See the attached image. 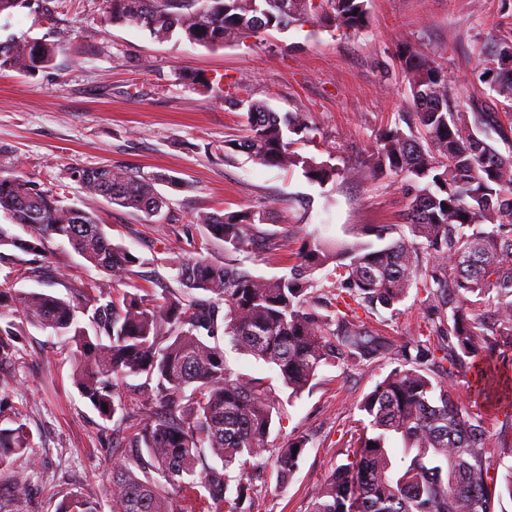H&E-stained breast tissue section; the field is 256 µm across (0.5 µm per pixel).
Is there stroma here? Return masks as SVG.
Listing matches in <instances>:
<instances>
[{"label": "stroma", "instance_id": "stroma-1", "mask_svg": "<svg viewBox=\"0 0 512 512\" xmlns=\"http://www.w3.org/2000/svg\"><path fill=\"white\" fill-rule=\"evenodd\" d=\"M369 8L368 28L350 37L307 24L207 48L158 42L136 25L113 24L103 0H66L61 23L72 36L53 65L0 72V174L50 188L68 168L107 163L183 179V188H160L170 201L168 223L70 185V203L95 211L107 237L142 259L133 278L117 284L121 293L178 289L171 260L200 250L223 263V242L208 239L195 222L203 211L262 210L277 198L280 217L272 228L282 233L286 215L303 200L307 231L347 241L362 225L401 223L407 199L392 178L319 188L301 171L264 167L243 153L228 163L222 152L225 140L245 133L242 111L225 101L238 94L269 101L278 112L311 113L320 144L302 146V153L363 167L375 136L408 107L402 78L385 74L402 40L444 63L464 95L485 97L477 55L512 21V0H370ZM215 78L220 88L209 87ZM369 323L403 343L425 332V308L412 294ZM391 368L325 366L309 391L285 404L271 443L299 435L308 443L298 470L262 492L253 512H307L311 489L348 461L346 442L361 418L357 403ZM0 398L7 401L0 427L22 422L33 441L32 455L0 466L6 473L33 471L28 496L0 489L5 512H56L69 493L104 501L114 464L112 424L80 396L68 350L51 331L27 327L23 352L0 362Z\"/></svg>", "mask_w": 512, "mask_h": 512}]
</instances>
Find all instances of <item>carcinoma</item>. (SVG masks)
I'll list each match as a JSON object with an SVG mask.
<instances>
[{"mask_svg": "<svg viewBox=\"0 0 512 512\" xmlns=\"http://www.w3.org/2000/svg\"><path fill=\"white\" fill-rule=\"evenodd\" d=\"M115 24L133 23L161 41L173 35L220 47L266 30L312 22L344 35L368 26V0H104ZM49 0H0V15ZM48 42L14 34L0 39V71L48 67L63 47L64 29ZM396 71L408 84L409 111L370 146L366 168L401 183L408 198L404 227L372 225L367 240L337 242L305 233L291 273L253 275L199 252L170 261L182 288L116 293L141 258L110 241L98 216L63 203L59 189H43L0 175V211L30 227L29 237L0 226V361L16 356L25 326L50 329L72 344L74 383L102 419L121 435L106 490L109 512H173L171 491L203 503L201 512H252L274 460L277 480L293 475L306 448L297 436L279 448L269 436L281 418L277 388L264 377L230 368L211 340L266 364L298 398L330 364H394L357 404L361 428L350 437L352 461L336 466L310 494L308 512H507L512 465L491 473L487 415L462 402L493 372L494 355L512 349V31L478 55L489 100L463 99L447 70L409 42L396 44ZM246 135L224 141V159L239 152L255 163L300 169L320 186L362 175L296 144L318 146L320 128L308 112L280 114L267 101L235 97ZM507 153H502L498 143ZM67 178L110 205L164 220V184L179 178L110 164L77 166ZM272 211L202 212L196 222L227 254L274 255L288 236L269 231ZM66 243L104 270L102 283L74 281L50 264L54 242ZM27 255L22 259L13 254ZM332 267L320 293L314 273ZM57 277L72 297L13 287L12 275ZM423 302L436 340L397 344L367 326L358 312L393 309L411 289ZM144 378L149 396L134 411L135 432L124 435L129 414L119 385ZM401 447L391 446L393 439ZM32 448L24 424L0 428V465ZM23 496L30 478L8 474ZM57 512H103L88 498H63Z\"/></svg>", "mask_w": 512, "mask_h": 512, "instance_id": "cac0c4a2", "label": "carcinoma"}]
</instances>
